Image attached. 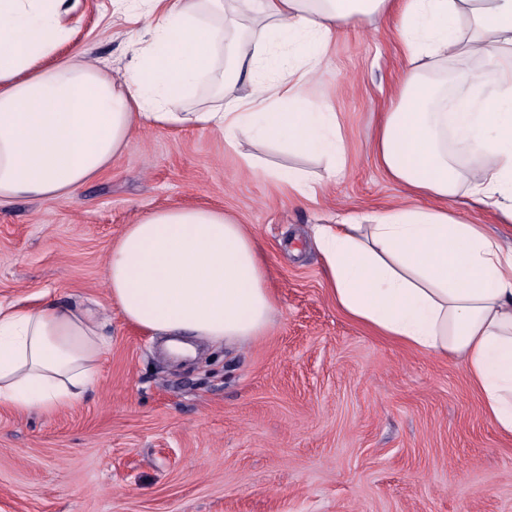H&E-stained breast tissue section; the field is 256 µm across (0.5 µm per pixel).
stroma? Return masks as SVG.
Segmentation results:
<instances>
[{"label":"stroma","mask_w":512,"mask_h":512,"mask_svg":"<svg viewBox=\"0 0 512 512\" xmlns=\"http://www.w3.org/2000/svg\"><path fill=\"white\" fill-rule=\"evenodd\" d=\"M69 2L68 49L123 72L138 22L113 21V0ZM405 64L383 17L331 44L321 89L346 165L315 200L254 175L240 155L316 177L320 156L260 142L236 152L217 131L149 127L76 194L0 206V303L94 301L110 332L76 405L50 416L0 406V512H512V436L463 364L348 318L311 236V225L398 202L371 142ZM176 205L249 226L278 302L270 333L176 362L108 306L112 244Z\"/></svg>","instance_id":"obj_1"}]
</instances>
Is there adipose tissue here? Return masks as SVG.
Instances as JSON below:
<instances>
[{
	"mask_svg": "<svg viewBox=\"0 0 512 512\" xmlns=\"http://www.w3.org/2000/svg\"><path fill=\"white\" fill-rule=\"evenodd\" d=\"M145 33L118 76L69 39L67 0H0V204L76 193L104 172L144 126L223 133L238 149L272 141L344 167V141L328 98L315 94L322 53L351 24L397 18L407 65L376 128L373 155L406 203L316 224L313 240L340 309L378 335L429 355H454L496 427L512 434V248L470 211L494 208L512 223V0H233L261 18L265 37L225 43L223 0H116ZM229 67L213 105L188 107L221 54ZM455 73L461 101L429 74ZM481 159L460 169L449 141ZM252 172L299 197L318 183L296 168ZM422 198L433 200L422 208ZM256 238L223 211L160 208L126 225L104 267L110 305L169 349L193 341L242 344L264 335L277 312ZM99 305H0V404L50 414L78 402L104 353Z\"/></svg>",
	"mask_w": 512,
	"mask_h": 512,
	"instance_id": "1",
	"label": "adipose tissue"
}]
</instances>
